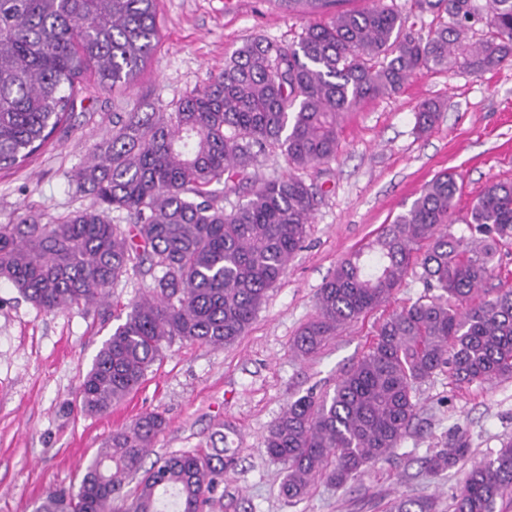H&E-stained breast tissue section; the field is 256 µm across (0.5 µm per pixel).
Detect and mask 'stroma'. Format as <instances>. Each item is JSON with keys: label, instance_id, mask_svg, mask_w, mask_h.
<instances>
[{"label": "stroma", "instance_id": "35a3bbf8", "mask_svg": "<svg viewBox=\"0 0 512 512\" xmlns=\"http://www.w3.org/2000/svg\"><path fill=\"white\" fill-rule=\"evenodd\" d=\"M157 14L156 49L126 86L101 89L87 76L86 99L47 146L0 170V224L27 214L46 224L91 206L92 197L76 195L71 178L111 131L113 113L159 108L202 87L246 40L288 43L330 16L326 9L290 13L277 0H158ZM426 101L441 103L442 112L422 133L416 112ZM446 171L461 186L460 217L487 186L512 181V60L481 75L456 68L424 72L399 94L348 113L335 158L306 174L319 199L307 238L245 335L224 348L174 341L145 381L103 415L75 408L77 388L152 276L111 288L103 316L77 308L48 313L1 282L0 512H32L47 490L78 484L98 448L144 412L167 421L149 454L153 460L210 447L212 433L223 429L235 463L224 473L220 512H388L401 494L434 497L436 512H452L469 464L512 438V378L460 385L436 374L417 387L418 416L393 457L343 487L315 480L309 495L292 503L280 491L283 465L262 451L268 427L289 399L333 391L368 351L379 323L423 295L417 273H409L388 303L343 327L316 354L302 358L292 349L338 261ZM456 435L469 443L468 464L428 472L426 459Z\"/></svg>", "mask_w": 512, "mask_h": 512}]
</instances>
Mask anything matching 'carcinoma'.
Returning a JSON list of instances; mask_svg holds the SVG:
<instances>
[{
    "mask_svg": "<svg viewBox=\"0 0 512 512\" xmlns=\"http://www.w3.org/2000/svg\"><path fill=\"white\" fill-rule=\"evenodd\" d=\"M414 7L438 19L425 37L376 0L308 25L288 44L245 41L195 93L161 112L114 115L112 134L77 173V192L95 205L51 224L34 215L0 224V280L46 311L88 312L122 280L160 272L83 377L76 399L84 413H107L176 339L222 348L245 334L306 237L317 196L304 173L336 154L346 113L401 92L423 71L457 66L479 75L512 58V0ZM158 33L156 0H0V169L48 141L87 91L86 74L99 87L128 84ZM440 111L423 103L418 130ZM271 148L292 173L226 210L224 200ZM459 193L454 174L437 176L320 289L315 317L293 341L302 357L387 303L416 266L426 295L379 324L333 394L292 399L270 425L265 453L285 466L288 500L302 499L318 477L343 487L392 455L418 415L415 386L435 374L446 369L459 384L512 378V289L482 297L499 243L512 238V182L484 189L455 234ZM165 427L157 413L139 415L112 433L78 485L48 493L33 512H216L229 449L173 453L146 468ZM468 453L458 436L429 467L452 468ZM134 478L135 490L124 492ZM507 495L512 439L471 466L453 512H497ZM389 512L436 509L428 496L400 495Z\"/></svg>",
    "mask_w": 512,
    "mask_h": 512,
    "instance_id": "carcinoma-1",
    "label": "carcinoma"
}]
</instances>
